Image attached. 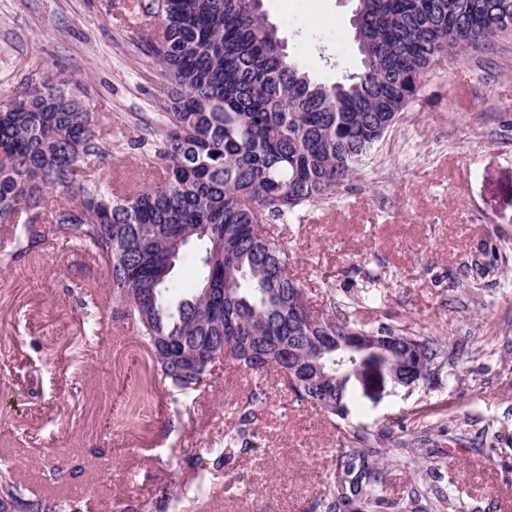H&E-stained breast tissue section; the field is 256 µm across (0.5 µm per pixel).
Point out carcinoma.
Here are the masks:
<instances>
[{"mask_svg":"<svg viewBox=\"0 0 512 512\" xmlns=\"http://www.w3.org/2000/svg\"><path fill=\"white\" fill-rule=\"evenodd\" d=\"M362 70L316 83L289 58L259 0H150L159 28L146 47L170 89L154 156L162 181L122 197L87 170L110 156L88 101L48 87L0 100V223L16 241L49 195L58 237L79 242L108 267L112 301L152 350V374L182 395L199 391L214 363L231 359L261 380L275 372L297 400L342 420L331 499L324 512H387L379 493L374 434L343 424L359 398L325 369L305 376L300 358L315 336L342 330L401 338L398 371L432 381L460 360L456 347L406 326L370 329L352 320L355 298L330 289L318 314L288 269L283 244L259 227L285 222L330 198L372 158L419 95L432 63L512 32V0H356ZM192 251L197 290L179 299L174 270ZM268 400L259 385L237 408L224 446L197 455L219 467L239 447ZM0 512H91L67 499L23 497L0 471Z\"/></svg>","mask_w":512,"mask_h":512,"instance_id":"1","label":"carcinoma"}]
</instances>
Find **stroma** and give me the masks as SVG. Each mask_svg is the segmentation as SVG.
Listing matches in <instances>:
<instances>
[{"label": "stroma", "mask_w": 512, "mask_h": 512, "mask_svg": "<svg viewBox=\"0 0 512 512\" xmlns=\"http://www.w3.org/2000/svg\"><path fill=\"white\" fill-rule=\"evenodd\" d=\"M286 50L314 79L360 66L354 0H261ZM159 20L136 0H0V97L29 84L77 90L112 144L116 192L152 182L143 153L158 140L167 85L145 46ZM284 238L316 309L325 284L359 297L370 326L392 320L462 348L459 363L413 392L376 387L348 421L401 431L379 449L393 512H416L418 463L441 473L436 512H512V32L448 55L333 198L301 209ZM19 252L0 224V469L27 495L88 501L92 512H320L340 436L332 421L269 376L252 445L205 472L254 378L214 365L190 397L149 377L150 352L116 304L103 260L53 236ZM382 283L363 287L357 265Z\"/></svg>", "instance_id": "obj_1"}]
</instances>
